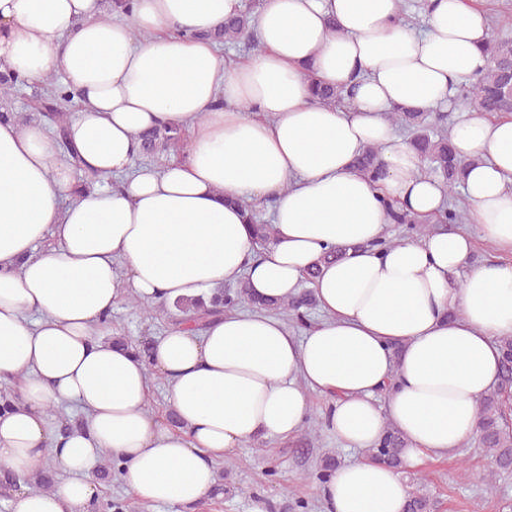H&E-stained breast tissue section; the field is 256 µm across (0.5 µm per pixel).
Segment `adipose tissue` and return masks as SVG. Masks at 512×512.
Wrapping results in <instances>:
<instances>
[{
	"label": "adipose tissue",
	"mask_w": 512,
	"mask_h": 512,
	"mask_svg": "<svg viewBox=\"0 0 512 512\" xmlns=\"http://www.w3.org/2000/svg\"><path fill=\"white\" fill-rule=\"evenodd\" d=\"M431 2L418 33L402 0H262L259 51L227 63L204 34L241 0H132L128 22L102 17L98 0H0V61L57 78L78 103L65 149L41 124L0 122V380L21 394L0 414V467L23 478L51 458L68 475L16 491L12 512H86L108 454L134 498L193 506L211 495L216 460L298 433L314 394L342 447L372 448L392 426L410 466L473 436L498 340L512 336V118L466 112L450 132L470 163L476 234L376 246L385 203L419 217L445 208L389 113L447 106L488 65L483 12ZM315 81L350 91L347 106L316 101ZM163 123L188 129L181 156L136 164L140 134ZM368 146L377 183L354 165ZM81 176L95 187L75 192ZM268 200L275 234L258 254L245 207ZM478 238L501 260L470 265ZM333 246L344 256L322 263ZM316 264L322 316L300 337L256 310L182 323L147 359L102 335L124 293L172 306L242 281L286 300ZM153 372L177 426L148 410ZM70 406L84 422L58 434L46 412ZM409 495L400 472L364 457L320 488L325 512H403Z\"/></svg>",
	"instance_id": "1"
}]
</instances>
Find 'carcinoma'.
Wrapping results in <instances>:
<instances>
[{"mask_svg":"<svg viewBox=\"0 0 512 512\" xmlns=\"http://www.w3.org/2000/svg\"><path fill=\"white\" fill-rule=\"evenodd\" d=\"M254 6H249L239 14L225 19L224 28L207 34L216 45H235L244 40L248 48L256 50L259 44L249 33V22ZM495 27L501 34L489 38L486 52L489 64L478 78L458 87L456 107L472 108L484 114H512V37L507 31L512 27V14L505 12L495 17ZM30 87L29 79L7 67L0 70V120H15L22 124L26 117L21 112L10 109L11 101L23 89ZM316 100L323 104H337L346 100L345 91L331 86L316 85L313 88ZM72 93L61 87L50 76L43 80L41 87L30 92L26 111L36 112L51 130L59 137H64L68 104ZM391 122L407 134V141L423 158V171L429 175H438L446 187V208L442 215L444 224H463L467 220L466 209L458 200L459 188L465 184L464 162L458 159L451 142L448 129L445 128V116L437 113L415 112L397 109L389 114ZM185 132L177 125L155 127L141 135V153L145 157H156L178 150L183 145ZM357 167L366 175L376 180L383 176L378 150L365 148L356 159ZM390 224L404 227L401 238L384 237L378 241L380 246L398 245L407 239H418L431 232L429 225L422 223L403 208L389 206L386 211ZM247 216L253 226L254 243L260 247L267 246L272 239L273 225L260 222L252 209H247ZM244 304L253 309L274 312L285 320L305 326L308 314L316 307V299L310 290H303L298 295L280 301L270 298H258L248 292L244 285L234 290L217 292L208 301H189L179 307L191 312V318L203 327L214 316L233 312ZM501 366L499 383L495 389L479 399V418L476 435L481 451L495 465V469L486 475L488 487L500 471L512 470V413L504 408L512 397V336L499 340ZM405 441L400 432L388 427L384 430L376 446L368 449V456L373 460L383 461L393 468L405 471L402 448ZM417 485L407 501L404 512H435L437 500L424 476L413 478ZM24 484L33 491H48L53 487V478L45 471L27 477ZM90 512H126V505L112 497H102L89 504Z\"/></svg>","mask_w":512,"mask_h":512,"instance_id":"1","label":"carcinoma"}]
</instances>
